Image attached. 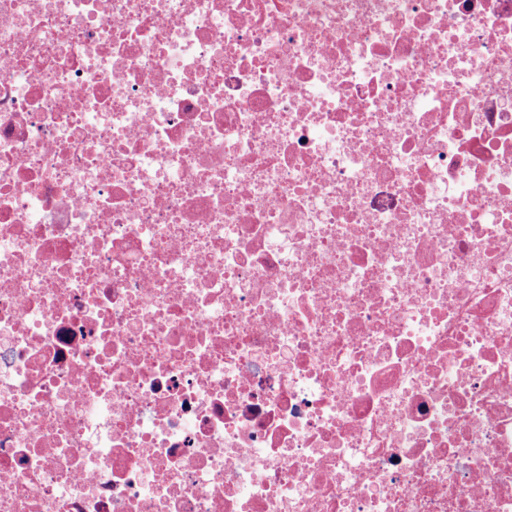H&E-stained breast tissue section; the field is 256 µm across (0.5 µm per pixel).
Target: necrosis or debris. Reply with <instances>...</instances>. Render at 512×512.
<instances>
[{
  "label": "necrosis or debris",
  "instance_id": "obj_1",
  "mask_svg": "<svg viewBox=\"0 0 512 512\" xmlns=\"http://www.w3.org/2000/svg\"><path fill=\"white\" fill-rule=\"evenodd\" d=\"M0 512H512V0H0Z\"/></svg>",
  "mask_w": 512,
  "mask_h": 512
}]
</instances>
